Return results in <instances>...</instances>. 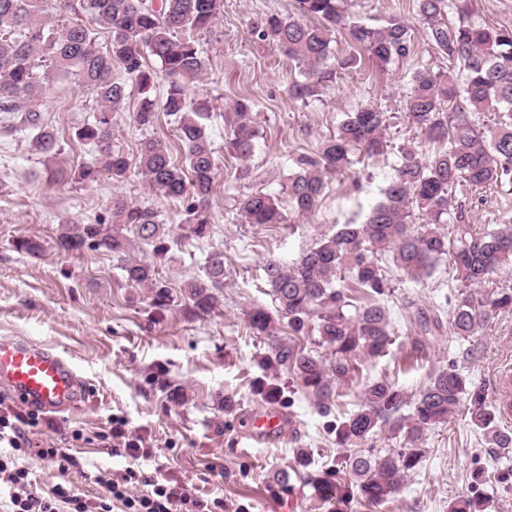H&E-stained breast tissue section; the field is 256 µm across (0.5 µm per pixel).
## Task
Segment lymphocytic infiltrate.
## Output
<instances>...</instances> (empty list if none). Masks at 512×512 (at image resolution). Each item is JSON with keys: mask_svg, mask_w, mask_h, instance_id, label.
Instances as JSON below:
<instances>
[{"mask_svg": "<svg viewBox=\"0 0 512 512\" xmlns=\"http://www.w3.org/2000/svg\"><path fill=\"white\" fill-rule=\"evenodd\" d=\"M39 424L38 414L25 416L0 403V500L7 512H112L116 507L121 512H216L221 506L220 501L191 496L165 477L142 478L137 463L149 452L140 439L128 433L125 421L120 419L113 420L110 435L123 442L132 463L121 478L97 475L96 481L106 489V496H81L64 479L46 493H39L29 470L15 466L12 459L13 453L23 451L26 445V429Z\"/></svg>", "mask_w": 512, "mask_h": 512, "instance_id": "lymphocytic-infiltrate-1", "label": "lymphocytic infiltrate"}]
</instances>
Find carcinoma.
<instances>
[{
	"label": "carcinoma",
	"mask_w": 512,
	"mask_h": 512,
	"mask_svg": "<svg viewBox=\"0 0 512 512\" xmlns=\"http://www.w3.org/2000/svg\"><path fill=\"white\" fill-rule=\"evenodd\" d=\"M31 7L32 0H0V112L12 114L13 126L29 133L31 149L52 156L56 134L38 111L46 86L72 74L94 92L97 103L93 121L77 128L74 136L94 145L98 158L73 171L57 167L49 178L91 184L108 175L121 182L134 168L163 197L185 201V223L195 237H207L218 162L203 124L209 101L189 97L188 87L205 71L197 36L218 22L224 0H83L90 19L108 30L103 50L92 28L53 24ZM452 12L464 14L467 5L462 0H417L418 26L395 18L370 26L349 15L344 0H296L293 15L269 14L254 26L257 38L276 45L297 69L288 86L295 99L313 95L356 65V54L334 53L339 29L347 31L353 48L381 66L413 54L420 30L452 64L446 71L421 66L413 72L404 119L432 148L422 154L409 144L399 147L400 163L365 223L341 225L291 264L270 259L262 267L272 308L256 306L247 312L250 332L271 341L260 364L274 373L288 371L322 414L332 412L338 386L352 380L359 364L385 357L398 338L385 305L392 283L383 257H389L401 280L412 283L430 278L448 260L459 282L451 315L455 336H475L487 327L490 313L512 308L511 286L486 288L512 271V224L476 231L462 223V213L454 207L461 186L512 193V30L464 20L454 24L448 21ZM149 57L160 62L161 71L147 66ZM116 68L141 96L134 122L142 129L156 121L151 96L158 73H163V112L176 123L183 164L174 161L165 140L155 137L141 141L133 161L112 150L115 118L130 95L127 83L114 78ZM480 114L489 120L475 122L473 116ZM256 117L250 99L234 102L225 148L243 162L254 153ZM387 127L386 112L376 104L345 113L336 134L293 159L295 170L285 189L288 207L299 214L315 210L329 177L353 164V151L369 158L385 151ZM238 206L244 224H281L285 219L270 194L246 195ZM451 225L456 227L453 234ZM165 238V225L153 207L119 196L112 200L109 227L102 221H66L56 245L67 255L85 249L111 253L122 262L125 281L151 289L154 305L163 307L170 297L158 280ZM137 244L152 246L154 260L131 257ZM225 276L224 254L214 252L203 277L185 282L181 293L197 311L211 312L221 303ZM354 288L363 289L369 299L354 303ZM278 325L288 328V340L277 339ZM418 325L420 333L408 340L413 351L422 352L426 336L441 322L421 312ZM253 389L269 404L280 403L284 395L283 386L265 378L254 381ZM463 402L486 443L512 449V430L501 426L500 409L455 366L433 373L412 396L381 377L365 384L359 408L332 426L336 446L346 450L345 481L319 475L312 477L313 483L338 505L355 497L377 506L391 502L421 462L427 431L448 423ZM382 435L396 441V447H367ZM448 512H485V506L461 493Z\"/></svg>",
	"instance_id": "carcinoma-1"
}]
</instances>
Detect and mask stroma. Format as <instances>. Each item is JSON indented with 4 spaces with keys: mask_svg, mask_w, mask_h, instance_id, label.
<instances>
[{
    "mask_svg": "<svg viewBox=\"0 0 512 512\" xmlns=\"http://www.w3.org/2000/svg\"><path fill=\"white\" fill-rule=\"evenodd\" d=\"M294 4L224 0L213 33L198 39L206 71L192 94L211 102L207 128L219 160L207 238L193 236L182 203L153 192L137 172L120 182L107 176L89 185L49 182L43 156L31 151L26 133L5 131L6 115L0 112V336L64 352L94 396L93 407L54 414L50 426L27 429V452L18 463L36 474L40 487L58 480L57 469L37 454L52 445L75 457L67 477L76 492L92 499L103 495L97 473L122 474L130 461L122 444L105 437L118 417L151 452L139 462L143 473L162 471L194 495L222 500L224 512H283L287 507L331 512L311 478L340 469L344 451L330 428L356 410L366 382L385 376L412 395L433 372L452 363L492 398L498 373L512 368V311L491 314L480 336L464 340L451 335L447 323L457 283L443 263L425 283H396L386 301L393 327L403 336L414 328L419 311L437 313L442 327L429 337L424 353L411 356L395 349L378 362L361 364L353 381L340 387L326 417L287 371L277 374L286 386L281 405L271 406L254 393L253 382L265 375L259 360L270 342L250 334L246 313L271 303L261 281L263 263L274 258L294 262L321 236L364 221L394 173L399 147L425 144L403 119L412 72L421 64L436 71L449 67L444 54L420 40L414 55L385 67L364 61L326 83L316 96L291 98L293 66L274 46L258 40L252 25L268 13L289 15ZM415 5L416 0H350L349 10L361 23L375 26L391 18L414 21ZM240 97L253 100L258 122L255 152L245 163L224 148V116ZM367 102L392 116L385 153L332 177L324 199L309 214L290 211L285 223L262 228L242 222L240 198L255 192L284 198L293 157L313 151L335 133L343 113ZM138 108V97H130L116 119L113 148L136 156L141 139L149 135L168 141L175 158L184 160L172 117L159 114L154 127L144 131L132 120ZM95 111L94 93L76 77L47 86L41 112L57 132V164L73 170L95 156L94 147L74 137ZM117 196L151 205L166 226L168 252L159 278L173 300L165 309L152 305L147 289L125 282L112 254L87 250L64 256L55 248L62 222L109 216ZM455 203L467 222L485 229L512 219V195L495 188H461ZM28 237L41 242L40 255L16 250V241ZM217 250L227 270L223 302L213 312H194L181 287L202 276L207 256ZM227 394L240 403L236 415H225L219 406ZM271 411L283 420L280 434L250 443L253 419ZM77 432L82 440H74ZM423 447L420 464L391 503L352 500L342 512H448L449 501L461 492L488 497L487 512H512V482L493 487L474 480L479 471L511 470L512 451L487 447L466 409L429 431ZM298 448L311 452L309 471L295 466Z\"/></svg>",
    "mask_w": 512,
    "mask_h": 512,
    "instance_id": "1",
    "label": "stroma"
}]
</instances>
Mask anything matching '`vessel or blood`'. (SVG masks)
<instances>
[{"label": "vessel or blood", "instance_id": "b4317fda", "mask_svg": "<svg viewBox=\"0 0 512 512\" xmlns=\"http://www.w3.org/2000/svg\"><path fill=\"white\" fill-rule=\"evenodd\" d=\"M0 381L31 405L50 413L77 403H93L65 356L24 339L0 337Z\"/></svg>", "mask_w": 512, "mask_h": 512}]
</instances>
